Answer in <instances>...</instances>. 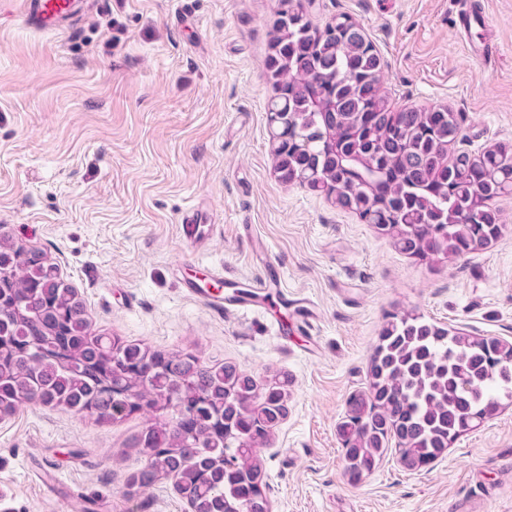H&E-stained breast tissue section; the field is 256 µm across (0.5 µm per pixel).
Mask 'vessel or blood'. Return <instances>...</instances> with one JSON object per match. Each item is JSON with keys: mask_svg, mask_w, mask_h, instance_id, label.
Returning <instances> with one entry per match:
<instances>
[{"mask_svg": "<svg viewBox=\"0 0 512 512\" xmlns=\"http://www.w3.org/2000/svg\"><path fill=\"white\" fill-rule=\"evenodd\" d=\"M459 27L471 32L473 25L483 24L485 17L478 0H458ZM24 22L31 28L52 32L76 16L80 9L79 0H20ZM184 292L217 312H234L260 307L268 298L294 311L299 326L310 327L316 317L311 301L301 295L282 288L280 274L273 266H266L263 275L243 282L227 284L222 275H211L204 282L183 280Z\"/></svg>", "mask_w": 512, "mask_h": 512, "instance_id": "obj_1", "label": "vessel or blood"}]
</instances>
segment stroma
Masks as SVG:
<instances>
[{
	"mask_svg": "<svg viewBox=\"0 0 512 512\" xmlns=\"http://www.w3.org/2000/svg\"><path fill=\"white\" fill-rule=\"evenodd\" d=\"M491 64L457 33V0H302L312 26L359 23L398 108L458 118L451 151L512 145V0H480ZM280 0H83L72 25L0 16V238L42 250L95 332L287 375L288 414L260 450L272 512H512V407L408 471L387 453L359 484L336 426L387 314L512 342V194L488 247L428 263L326 194L272 170L266 68ZM214 232L185 242L183 214ZM318 309L221 314L183 277L250 279L265 263ZM144 416L102 423L39 403L0 417V512H187L163 479L129 485Z\"/></svg>",
	"mask_w": 512,
	"mask_h": 512,
	"instance_id": "35a3bbf8",
	"label": "stroma"
}]
</instances>
